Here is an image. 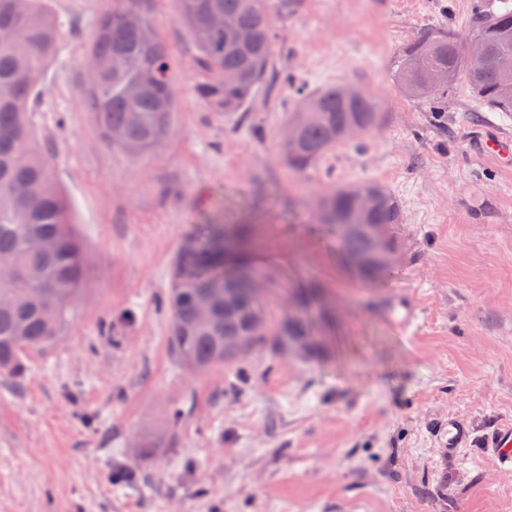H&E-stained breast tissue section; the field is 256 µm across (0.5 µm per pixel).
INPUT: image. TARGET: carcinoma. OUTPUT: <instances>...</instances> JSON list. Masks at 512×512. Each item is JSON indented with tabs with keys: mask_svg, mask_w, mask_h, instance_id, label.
I'll use <instances>...</instances> for the list:
<instances>
[{
	"mask_svg": "<svg viewBox=\"0 0 512 512\" xmlns=\"http://www.w3.org/2000/svg\"><path fill=\"white\" fill-rule=\"evenodd\" d=\"M45 0H0V257L10 268L0 273V372L20 381L28 367L27 349L45 350L64 337L84 291L87 255L77 238L67 199L54 175L53 148L40 140L35 114L42 79L54 60L63 22ZM179 19L193 41L205 82L195 91L214 112L246 120V104L266 81L275 34L266 0H178ZM151 25L136 6L104 13L97 21L85 87L86 111L102 142L133 157L155 150L170 134L176 92L170 75V54L157 35L144 37ZM249 30L246 45L230 31ZM472 31L487 41L489 52L512 54V7L476 18ZM457 40L431 30L405 48L396 76L412 96L445 91L428 83L427 74L446 68L465 75L482 103L497 112H512V92L504 91L497 72L480 63L464 65L455 56ZM377 100L364 92L347 100L340 87L330 86L301 95L288 124L298 130L292 145L282 144L288 170L301 174L318 165L349 141L355 123L378 122ZM371 191L377 206L364 220L386 229L385 245L395 249L391 229L403 223L400 202L380 185L332 188L323 196L320 224H355L354 195ZM345 256L366 252L363 233L337 238ZM246 235L240 224L218 218L187 238L171 266L168 295V349L181 366L204 370L237 359L236 345L250 341L258 300L252 278L270 279V271L238 261L246 255ZM201 293L214 296V319L203 325L193 306ZM265 335L280 349L309 336L299 320L265 318Z\"/></svg>",
	"mask_w": 512,
	"mask_h": 512,
	"instance_id": "1",
	"label": "carcinoma"
}]
</instances>
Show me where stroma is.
<instances>
[{"instance_id": "35a3bbf8", "label": "stroma", "mask_w": 512, "mask_h": 512, "mask_svg": "<svg viewBox=\"0 0 512 512\" xmlns=\"http://www.w3.org/2000/svg\"><path fill=\"white\" fill-rule=\"evenodd\" d=\"M65 21L36 114L74 229L89 251L78 314L54 348L26 353L19 388L0 375V512H512V472L485 439L512 423V166L479 153L512 118L465 79L431 102L393 63L426 31L472 40L500 0H269L271 69L241 124L201 100L176 0L141 7L171 51L172 135L142 158L108 148L84 108L100 15L124 0H47ZM362 90L371 131L304 176L281 162L295 88ZM376 183L401 203L393 277L344 264L314 219L319 193ZM254 229L255 260L298 291L326 341L270 346L192 373L169 355L166 299L185 236L216 211ZM414 296L420 321L387 311ZM468 421L449 455L439 432ZM143 473L138 486L117 468ZM389 310L394 322L405 332L417 324L420 314L418 308L404 295L393 297ZM442 440V448H448V454L454 455L460 448L469 445L472 440V428L464 419L452 416L448 419V432Z\"/></svg>"}]
</instances>
